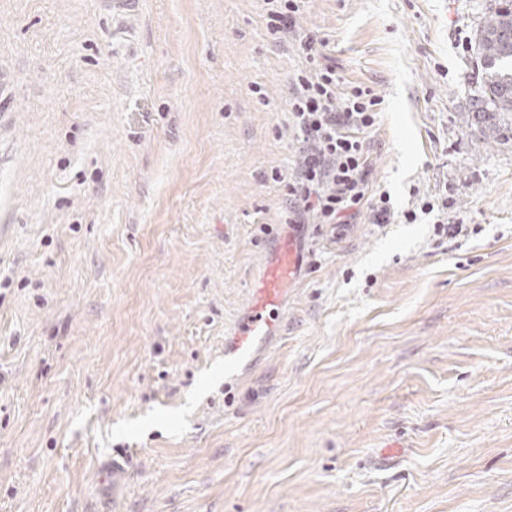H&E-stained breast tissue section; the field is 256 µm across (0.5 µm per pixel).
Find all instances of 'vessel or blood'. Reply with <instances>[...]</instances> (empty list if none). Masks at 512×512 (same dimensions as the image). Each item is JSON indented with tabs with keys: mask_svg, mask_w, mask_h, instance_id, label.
<instances>
[{
	"mask_svg": "<svg viewBox=\"0 0 512 512\" xmlns=\"http://www.w3.org/2000/svg\"><path fill=\"white\" fill-rule=\"evenodd\" d=\"M299 263L292 241H285L271 260L257 289L251 313L239 321L232 341L224 345V375L232 378L248 369L258 351L275 336L279 322L275 313L282 294L294 281Z\"/></svg>",
	"mask_w": 512,
	"mask_h": 512,
	"instance_id": "1",
	"label": "vessel or blood"
}]
</instances>
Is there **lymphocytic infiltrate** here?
<instances>
[{
	"mask_svg": "<svg viewBox=\"0 0 512 512\" xmlns=\"http://www.w3.org/2000/svg\"><path fill=\"white\" fill-rule=\"evenodd\" d=\"M264 2L268 34L276 42H287L297 34L303 0ZM300 37L304 63L293 75L288 99L299 162L291 175L273 176L286 188V221L344 224L367 206L374 223H390L387 196L372 194L369 157L360 138L375 125L382 100L367 87L342 89L335 67L326 61L325 39L312 32Z\"/></svg>",
	"mask_w": 512,
	"mask_h": 512,
	"instance_id": "obj_1",
	"label": "lymphocytic infiltrate"
}]
</instances>
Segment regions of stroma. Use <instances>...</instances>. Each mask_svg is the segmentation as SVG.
<instances>
[{
	"label": "stroma",
	"instance_id": "stroma-1",
	"mask_svg": "<svg viewBox=\"0 0 512 512\" xmlns=\"http://www.w3.org/2000/svg\"><path fill=\"white\" fill-rule=\"evenodd\" d=\"M0 0V512H512V141L487 0H306L392 224L285 225L296 40L263 0ZM447 202L405 223L420 199ZM280 331L224 378L275 243ZM125 481L113 485V463ZM474 32L481 77L473 117L493 137L512 135V1L493 0Z\"/></svg>",
	"mask_w": 512,
	"mask_h": 512
}]
</instances>
